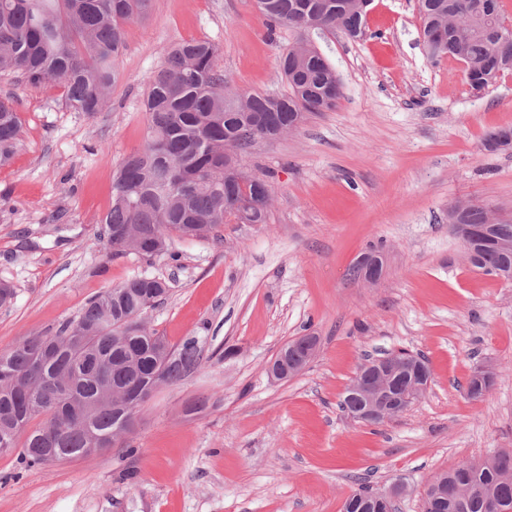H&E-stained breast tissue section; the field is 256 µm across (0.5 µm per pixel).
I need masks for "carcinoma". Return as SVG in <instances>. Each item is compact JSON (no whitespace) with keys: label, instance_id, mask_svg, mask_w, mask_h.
I'll list each match as a JSON object with an SVG mask.
<instances>
[{"label":"carcinoma","instance_id":"obj_1","mask_svg":"<svg viewBox=\"0 0 512 512\" xmlns=\"http://www.w3.org/2000/svg\"><path fill=\"white\" fill-rule=\"evenodd\" d=\"M270 28H285L294 45L280 57L288 93H244L226 84L217 69V46L187 40L164 51L144 99L148 136L143 148L122 163L112 183L106 232L127 226L145 233L126 245L107 238L116 252L130 248L154 257L152 237L203 238L232 216L263 224L268 207L248 202L267 181L243 189L224 174V150L239 155L258 139H275L297 113L336 107L342 89L316 39L341 31L363 34L365 15L357 0H259ZM150 0H0V76L31 86L60 85L68 104L93 115L104 109L118 79L115 61L125 45V25L148 14ZM423 44L430 58L444 54L466 63V78L483 91L512 73V38L500 25L499 0H418ZM20 119L13 103L0 99V165L14 154ZM467 224H485L489 209L460 202ZM512 267V252L491 244L474 247L472 268L486 274ZM163 298L160 280L146 274L106 289L50 336H24L0 352V441L17 447L22 461L44 464L38 449H54L56 461L115 447L125 438L127 418L142 406L113 405L112 390L149 386L170 344L150 332L127 335L121 324L131 308ZM180 362L167 365L162 382L174 384L202 365L197 337L173 347ZM389 387L381 408L420 383L412 366L388 367ZM492 375H474L467 396L485 397ZM42 422L28 429L36 419ZM360 483L345 498L347 512H387L389 505ZM512 509V450L466 459L428 481L427 512H489L487 503Z\"/></svg>","mask_w":512,"mask_h":512}]
</instances>
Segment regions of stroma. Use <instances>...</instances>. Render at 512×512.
I'll use <instances>...</instances> for the list:
<instances>
[{
  "mask_svg": "<svg viewBox=\"0 0 512 512\" xmlns=\"http://www.w3.org/2000/svg\"><path fill=\"white\" fill-rule=\"evenodd\" d=\"M420 32L417 0H374L366 37L319 39L342 84L336 108L240 160L271 186L265 223L175 236L150 260L112 255L102 219L115 171L145 144L142 99L164 49L213 41L233 88L281 94L287 31L268 33L253 0H152L127 23L121 78L91 116L61 87L0 77L22 122L0 167V281L15 290L0 351L146 273L169 285L147 328L174 345L198 337L203 356L154 391L124 447L31 467L0 453V512H342L358 477L406 485L399 512H421L433 475L512 448V281L472 270L448 223L458 199L512 216V151L483 146L512 128V74L474 93L458 60L428 59ZM372 250L380 281L349 277ZM308 334L310 363L271 379L279 349ZM401 349L427 358L426 392L380 424L342 413L365 356ZM480 365L494 381L472 400Z\"/></svg>",
  "mask_w": 512,
  "mask_h": 512,
  "instance_id": "1",
  "label": "stroma"
}]
</instances>
